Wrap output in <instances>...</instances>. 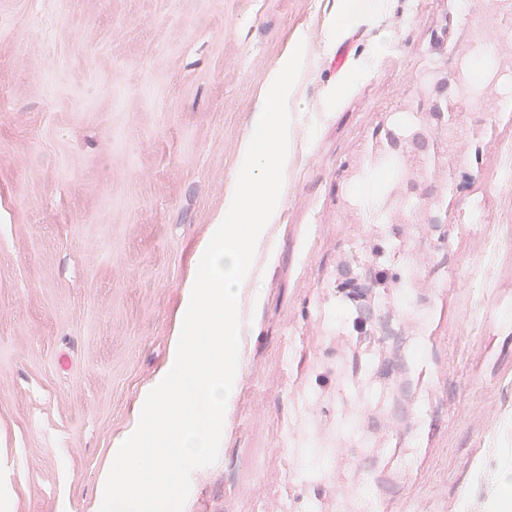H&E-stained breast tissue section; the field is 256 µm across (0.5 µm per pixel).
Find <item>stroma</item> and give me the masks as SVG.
<instances>
[{
  "label": "stroma",
  "mask_w": 512,
  "mask_h": 512,
  "mask_svg": "<svg viewBox=\"0 0 512 512\" xmlns=\"http://www.w3.org/2000/svg\"><path fill=\"white\" fill-rule=\"evenodd\" d=\"M355 14H348L349 5ZM483 0H0V512H99L114 445L141 392L164 369L183 285L211 224L235 189L239 150L267 76L303 45L290 118L295 151L279 214L287 232L266 261L242 351V376L215 464L197 469L184 512H275L281 491L319 509L309 490L316 455V388L288 384V363L336 366L333 337L355 305L336 283L367 285L370 241L431 256L434 287L413 296L427 315L448 293L436 346L410 340L376 306L391 379L392 415L421 409L407 459L364 496L395 512H493L512 465V106L501 89L448 108L454 63L483 51L465 26ZM350 46L342 70L332 56ZM434 130L455 122L470 160L430 165L450 220L424 225L416 195L367 211L363 165L392 114ZM443 375L421 402L411 351ZM310 433L290 456L289 411Z\"/></svg>",
  "instance_id": "1"
}]
</instances>
